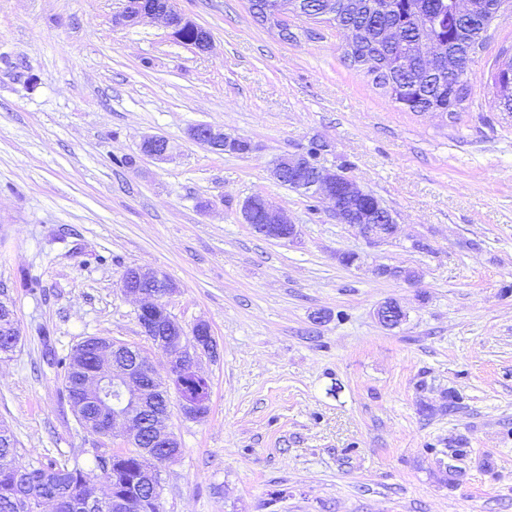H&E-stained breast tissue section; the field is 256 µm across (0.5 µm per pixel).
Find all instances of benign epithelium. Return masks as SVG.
Listing matches in <instances>:
<instances>
[{"label":"benign epithelium","instance_id":"benign-epithelium-1","mask_svg":"<svg viewBox=\"0 0 512 512\" xmlns=\"http://www.w3.org/2000/svg\"><path fill=\"white\" fill-rule=\"evenodd\" d=\"M248 4L253 16L261 24L277 30L285 41L297 40L290 19L308 18L316 12L308 5V0H248ZM503 8L498 0L482 6L473 0L451 2L455 17L471 16L482 24L492 15L501 16ZM341 9L342 5L336 0H321L320 10L316 13L334 17ZM145 18L165 20L175 37L179 36L182 26L194 25V21L174 9L172 0H155L152 6L142 5V0H125L122 12L113 22L132 26ZM426 32L423 51L408 54L403 69H420L431 76L453 75L458 65L456 58L439 42L433 24H426ZM187 137L214 151L224 150V144L232 141L223 129L208 123L192 125L187 130ZM142 150L154 159L165 160L170 156L171 145L166 137L151 135L143 140ZM306 160L305 154L282 157L275 161L273 174L282 184L293 181L300 192L315 193L332 200L338 223L352 225L368 240H385L395 234L396 222L377 198L359 189L353 180L342 178L338 172L323 166L316 170L315 176L304 178ZM241 217L261 236L279 241H290L296 236L295 225L261 194L250 196L243 202ZM121 288L124 293L141 299L137 313L141 333L167 353V369L165 374H160L148 354L139 347L104 340L100 344L98 367L87 374L83 386L101 398L106 388L114 391L113 401H105L103 411L112 413V424L120 421L130 427L128 444L141 449L148 461L143 469L145 485L152 488L153 498L158 500L161 487L155 480L159 466L175 460L177 455H159L154 449L178 448L180 443L168 430L165 416L153 424L150 432L144 431L145 417L151 412L147 404L148 394L162 383L167 402H172L171 396H176L183 417L197 420L206 416L210 411V384L199 369V361L203 356L216 357L218 343L208 323L198 321L188 329L171 314L165 298L176 291V285L163 273L135 267L133 273L122 277ZM375 317L382 326L393 329L406 319V312L398 301L390 299L378 306Z\"/></svg>","mask_w":512,"mask_h":512}]
</instances>
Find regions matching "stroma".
I'll return each instance as SVG.
<instances>
[{"label": "stroma", "mask_w": 512, "mask_h": 512, "mask_svg": "<svg viewBox=\"0 0 512 512\" xmlns=\"http://www.w3.org/2000/svg\"><path fill=\"white\" fill-rule=\"evenodd\" d=\"M174 5L207 52L158 18L113 24L123 0H0V286L21 331L0 357V421L18 462L75 456L94 476L96 455L124 450L123 425L79 426L53 359L99 336L164 368L120 288L154 268L177 286L171 314L219 347L200 361L209 413L170 415L182 453L160 467L163 512H512V115L491 85L512 13L448 119L401 109L333 26L286 42L247 0ZM200 122L252 151L189 140ZM151 134L168 160L142 152ZM314 142L393 214L394 237L366 239L275 179ZM255 194L294 242L243 223ZM390 298L408 313L395 329L373 316Z\"/></svg>", "instance_id": "stroma-1"}]
</instances>
